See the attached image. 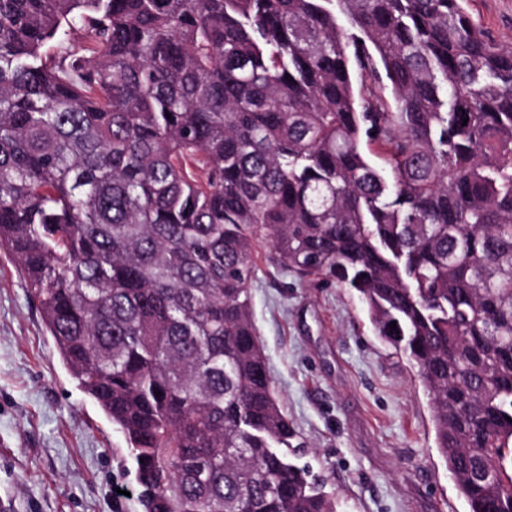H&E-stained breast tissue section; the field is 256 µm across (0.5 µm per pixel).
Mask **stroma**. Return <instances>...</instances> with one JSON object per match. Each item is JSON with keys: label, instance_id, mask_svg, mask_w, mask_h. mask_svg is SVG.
Wrapping results in <instances>:
<instances>
[{"label": "stroma", "instance_id": "stroma-1", "mask_svg": "<svg viewBox=\"0 0 512 512\" xmlns=\"http://www.w3.org/2000/svg\"><path fill=\"white\" fill-rule=\"evenodd\" d=\"M512 47V0H469ZM259 244L250 284L270 377L297 432L300 463L338 512H468L435 446L428 398L381 343L353 292L298 278ZM118 429L59 358L38 306L0 252V499L9 512H142Z\"/></svg>", "mask_w": 512, "mask_h": 512}]
</instances>
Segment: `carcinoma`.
Segmentation results:
<instances>
[{
    "mask_svg": "<svg viewBox=\"0 0 512 512\" xmlns=\"http://www.w3.org/2000/svg\"><path fill=\"white\" fill-rule=\"evenodd\" d=\"M262 241L356 293L469 512H512V48L467 0H0V249L144 512H337Z\"/></svg>",
    "mask_w": 512,
    "mask_h": 512,
    "instance_id": "cac0c4a2",
    "label": "carcinoma"
}]
</instances>
